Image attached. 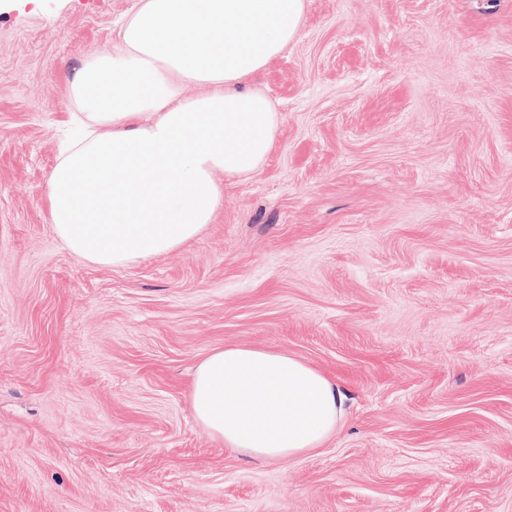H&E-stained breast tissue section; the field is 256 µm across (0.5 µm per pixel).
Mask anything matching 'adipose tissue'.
Segmentation results:
<instances>
[{
  "mask_svg": "<svg viewBox=\"0 0 512 512\" xmlns=\"http://www.w3.org/2000/svg\"><path fill=\"white\" fill-rule=\"evenodd\" d=\"M306 0H134L118 45L72 83L73 132L47 180L72 254L124 266L198 237L223 204L214 175L265 165L279 114L248 81L297 38ZM199 87L197 96L184 94ZM196 421L258 460L307 454L341 427L345 395L307 362L249 346L212 351L192 375Z\"/></svg>",
  "mask_w": 512,
  "mask_h": 512,
  "instance_id": "ef3b65f1",
  "label": "adipose tissue"
}]
</instances>
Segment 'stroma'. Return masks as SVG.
<instances>
[{"label":"stroma","instance_id":"stroma-1","mask_svg":"<svg viewBox=\"0 0 512 512\" xmlns=\"http://www.w3.org/2000/svg\"><path fill=\"white\" fill-rule=\"evenodd\" d=\"M133 0H0V512H512V0H307L250 85L264 168L177 250L98 266L46 203L77 70ZM284 351L343 426L254 460L212 350Z\"/></svg>","mask_w":512,"mask_h":512}]
</instances>
